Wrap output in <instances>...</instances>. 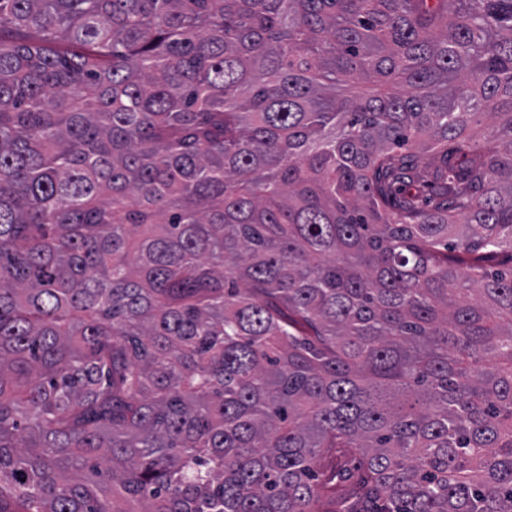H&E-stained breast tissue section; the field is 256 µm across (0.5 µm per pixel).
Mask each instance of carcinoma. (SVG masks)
Instances as JSON below:
<instances>
[{"mask_svg":"<svg viewBox=\"0 0 512 512\" xmlns=\"http://www.w3.org/2000/svg\"><path fill=\"white\" fill-rule=\"evenodd\" d=\"M0 512H512V0H0Z\"/></svg>","mask_w":512,"mask_h":512,"instance_id":"obj_1","label":"carcinoma"}]
</instances>
